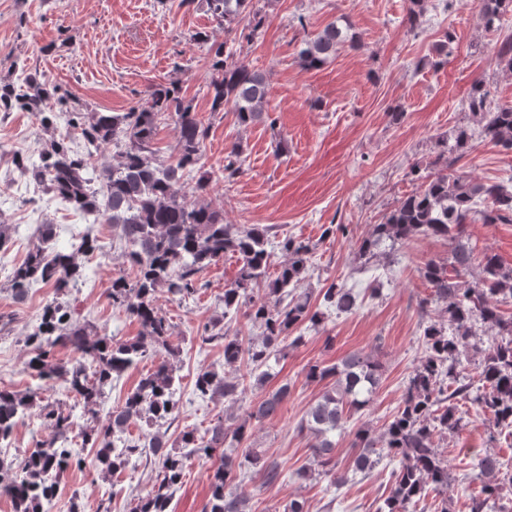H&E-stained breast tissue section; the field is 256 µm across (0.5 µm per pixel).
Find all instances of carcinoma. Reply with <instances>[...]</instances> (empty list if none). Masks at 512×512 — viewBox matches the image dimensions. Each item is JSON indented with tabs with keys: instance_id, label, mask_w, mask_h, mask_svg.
I'll use <instances>...</instances> for the list:
<instances>
[{
	"instance_id": "obj_1",
	"label": "carcinoma",
	"mask_w": 512,
	"mask_h": 512,
	"mask_svg": "<svg viewBox=\"0 0 512 512\" xmlns=\"http://www.w3.org/2000/svg\"><path fill=\"white\" fill-rule=\"evenodd\" d=\"M205 4L228 34L241 28L254 32L263 23V16L252 9V0H205ZM477 4L488 28L512 12V0H477ZM348 42H355V37L332 22L303 40L300 62L307 69L318 68ZM209 54L211 110L219 112L230 104L239 124L262 120L267 109L266 76L234 59L225 42L211 46ZM495 57L512 71V35L497 42ZM19 79L21 88L7 85L0 95L3 111L32 112L42 127H53L57 107L66 105L64 97L42 74L24 66ZM489 96L483 82L475 81L468 109L482 124L486 139L511 151L512 103H495ZM67 114V123L81 145L69 136L53 137L45 142L38 159L20 156L15 166L30 184L68 203L86 223L112 225L134 271L132 280L124 275L112 279V305L136 320L141 333L131 341H121L80 322L75 307L64 297L86 277L79 256L98 249L97 240L85 236L70 251H62L54 245L55 225H40L37 244L13 270L11 288L19 298L39 282L54 290V298L26 338L25 365L41 385L24 393L0 389V442L10 440L34 413L49 435L36 441L24 465L0 460V495L10 499L14 512H50L47 506L58 495L64 474L83 464L73 452L79 438L82 445L94 448L96 465L105 474L136 465L143 449H152L158 471L134 512H170L187 462L194 457L213 461L202 512H248L249 495L243 489L246 478L257 475L272 487L280 481L281 471L254 448L236 457L226 453L224 445L241 444L250 421L277 415L291 386L284 383L267 393L231 432L219 416L204 433L186 430L169 443L161 427L179 409L170 361L175 351L169 346L171 324L155 306L157 289H167L180 301L193 297L202 288L201 272L227 254L236 256L240 267L235 281L224 289V316L241 313L262 329V335L245 341L239 332L232 333L215 320L204 324L200 339L204 344L223 345L225 366L247 363L248 375L259 387L270 378L265 370L269 360L302 341L300 336L291 337L294 331L307 322L319 325L327 310L350 312L358 295L335 282L320 289L315 298L301 289L316 250L309 240L291 236L278 240L283 262L276 273H270V228L226 224L220 211L199 201L209 192L212 180L230 182L242 172L238 146L229 148L224 169L215 177L203 175L191 194L182 191L184 179L201 161L209 126L197 118L192 103L176 84L156 85L144 103L128 112L69 110ZM163 114L174 117L179 129L177 151L167 159L159 158L154 148L157 120ZM111 144L120 148L119 160L112 165L93 164L92 156ZM471 148L470 126L456 127L453 144L442 142L435 161L438 169L426 175L418 167L412 169L415 188L381 223L372 225L359 246L367 263L378 256L385 240L396 243L424 235L445 239L450 247L448 263L430 261L422 269L432 293L420 307L426 313L435 306L437 319L423 328L424 356L419 366L382 433L376 437L368 428L355 433L353 472L366 474L386 458L398 461L380 512H416L432 493L440 497L435 512H448L445 493L451 473L434 438L466 427L460 403L475 406L478 415L512 437V315L507 317L499 309L500 304L512 301V268L489 251L476 257L467 233V223L476 214L485 224H511L512 189L462 175L455 164ZM475 269V280H465ZM479 323L494 334L488 349L477 337ZM58 347L69 349L71 357L58 359ZM471 351L481 355L475 379L465 375L462 367V357ZM153 357L158 358L155 368L112 410L108 422L98 423L96 407L105 389L132 365ZM307 378L325 383L302 425L316 440L313 464L321 471L304 466L297 475L309 478L316 473L337 488L348 482V472L336 469L332 434L341 427L345 411L369 405L380 385L381 365L368 355L353 353L337 364L309 366ZM55 382L62 383L90 416L89 424L78 433L72 411L43 403V385ZM243 383L242 378L233 380L224 373L203 370L197 374L195 391L201 398L235 400ZM133 419L156 431L144 444L132 439L116 444L115 434L124 432ZM475 468L472 480L479 483V489L469 498V512H512L501 504L504 491L512 490V468L495 452L480 455Z\"/></svg>"
}]
</instances>
